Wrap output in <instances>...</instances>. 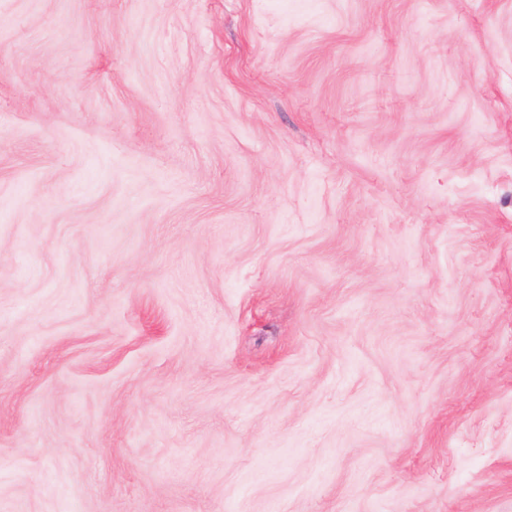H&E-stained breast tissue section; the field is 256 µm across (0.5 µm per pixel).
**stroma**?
Segmentation results:
<instances>
[{
	"label": "stroma",
	"mask_w": 512,
	"mask_h": 512,
	"mask_svg": "<svg viewBox=\"0 0 512 512\" xmlns=\"http://www.w3.org/2000/svg\"><path fill=\"white\" fill-rule=\"evenodd\" d=\"M0 512H512V0H0Z\"/></svg>",
	"instance_id": "obj_1"
}]
</instances>
